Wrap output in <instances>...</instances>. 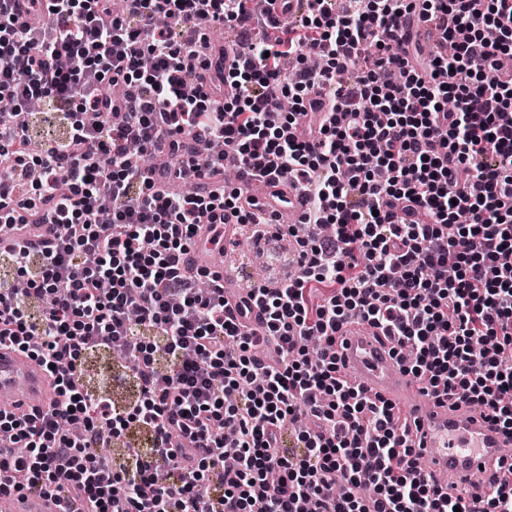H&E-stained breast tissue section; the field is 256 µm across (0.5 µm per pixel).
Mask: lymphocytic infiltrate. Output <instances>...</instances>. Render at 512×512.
I'll return each mask as SVG.
<instances>
[{
    "mask_svg": "<svg viewBox=\"0 0 512 512\" xmlns=\"http://www.w3.org/2000/svg\"><path fill=\"white\" fill-rule=\"evenodd\" d=\"M263 2L0 0V97L41 100L65 130L32 155L26 127L0 115V223L64 229L6 257L30 288L0 290V344L53 366L59 399L0 414L24 447L0 446V492L50 493L61 512H512V485L466 501L426 482L393 406L342 376L335 348L352 318L381 328L431 396L479 404L512 435V70L499 67L512 0H305L298 28ZM405 16L435 22L454 54L411 53ZM204 20L241 38L220 104L193 84ZM301 113L306 142L287 135ZM131 142L180 163L135 166ZM229 160L307 198L300 224L261 227L302 236L299 268L235 309L180 268L216 212L254 221L224 183ZM254 304L258 335L243 322ZM118 340L141 386L120 409L81 383L84 354ZM133 427L151 453L117 469L97 456ZM220 430L238 450L230 468Z\"/></svg>",
    "mask_w": 512,
    "mask_h": 512,
    "instance_id": "1",
    "label": "lymphocytic infiltrate"
}]
</instances>
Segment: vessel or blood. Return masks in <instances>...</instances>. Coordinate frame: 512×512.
<instances>
[{
  "label": "vessel or blood",
  "instance_id": "vessel-or-blood-1",
  "mask_svg": "<svg viewBox=\"0 0 512 512\" xmlns=\"http://www.w3.org/2000/svg\"><path fill=\"white\" fill-rule=\"evenodd\" d=\"M259 192L254 201L256 212L264 218L281 221L288 215H300L304 209L303 192L297 184L269 177L255 181ZM58 230L54 224H31L23 232L0 231V252H10L16 243L32 246L52 240ZM234 218L204 225L183 257L186 274L222 273L224 296L238 304L247 290L237 271L223 269L224 246L237 239ZM336 346L345 372L369 397H382L395 406L400 426L407 428L413 448L428 462L433 480H446L456 496L471 499L490 495L499 483L512 481V439L475 404L452 405L448 400H434L420 394L415 379L398 366L391 351L393 342L378 329L354 320L341 331ZM0 393L9 400L0 405L7 414H21L31 409L52 408L57 400L55 379L35 358L21 354L11 344L0 346ZM0 512H60L54 496L0 494Z\"/></svg>",
  "mask_w": 512,
  "mask_h": 512
}]
</instances>
